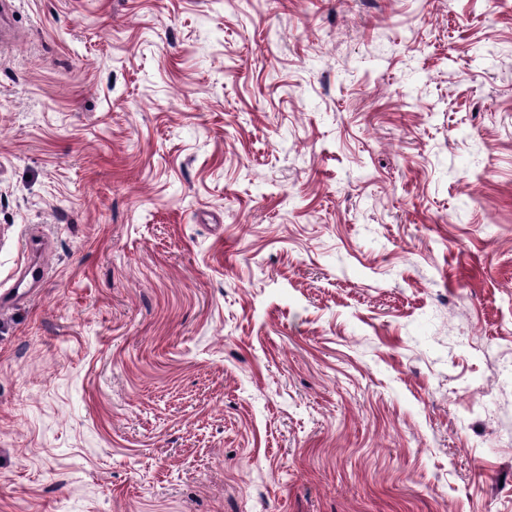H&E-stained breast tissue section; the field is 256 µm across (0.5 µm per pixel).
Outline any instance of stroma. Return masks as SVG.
Returning <instances> with one entry per match:
<instances>
[{
    "label": "stroma",
    "mask_w": 512,
    "mask_h": 512,
    "mask_svg": "<svg viewBox=\"0 0 512 512\" xmlns=\"http://www.w3.org/2000/svg\"><path fill=\"white\" fill-rule=\"evenodd\" d=\"M4 2L0 512H512V0Z\"/></svg>",
    "instance_id": "35a3bbf8"
}]
</instances>
